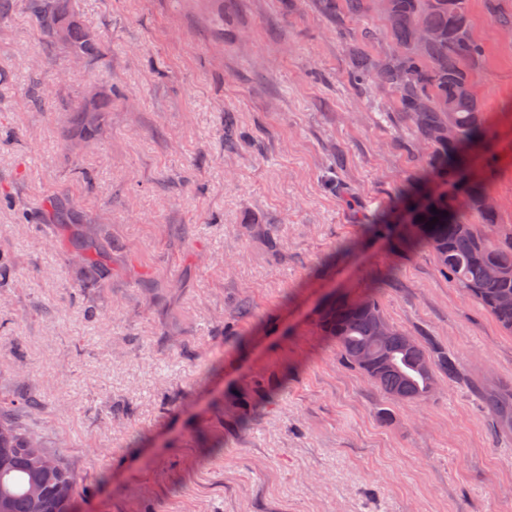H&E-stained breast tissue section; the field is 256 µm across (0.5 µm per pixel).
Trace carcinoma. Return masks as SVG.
Masks as SVG:
<instances>
[{
	"label": "carcinoma",
	"mask_w": 512,
	"mask_h": 512,
	"mask_svg": "<svg viewBox=\"0 0 512 512\" xmlns=\"http://www.w3.org/2000/svg\"><path fill=\"white\" fill-rule=\"evenodd\" d=\"M42 29L71 57H94L101 52L96 37L78 20L69 0H39ZM338 16L360 18L376 7L382 14L390 47L383 59L361 60L353 79L389 89L402 116L409 122L416 140L428 147L421 175L400 198L411 223L421 226L417 234L405 236L409 248L423 246L434 255L441 270L465 295L488 311L507 333H512V305L500 304L512 296V225L499 223L496 212L479 208L488 196L484 180L475 181L452 197L437 193L426 206L416 202L427 188L452 178L469 165L471 152L489 144L490 131L475 93L457 94L460 81L472 83L470 63L481 48L473 38L468 0H323ZM65 30L60 37L59 30ZM439 37L434 44L419 40L422 31ZM112 108V97L100 94L91 105L80 104L73 111V125L79 136L89 139L100 124L89 120L88 111L98 118ZM448 122L453 136L437 138V127ZM438 222L427 225L432 218ZM80 262L92 277L107 272L104 252L94 242L76 237ZM503 276L489 274V269ZM386 319L380 303L372 297L351 301L340 296L321 313L320 332L336 343L343 361L357 368L367 380L396 402H423L433 395L438 373L453 380L459 363L454 354L433 342L407 344L408 334L395 327L387 338L385 353L390 367L371 372L355 364V355L373 343L375 318ZM424 358L428 370L421 369ZM485 401L495 433L512 434V388H477ZM51 454L40 439L18 427L11 419V408L0 403V512H69V501L58 496V487L67 486L76 494L73 473Z\"/></svg>",
	"instance_id": "1"
}]
</instances>
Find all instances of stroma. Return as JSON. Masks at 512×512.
Masks as SVG:
<instances>
[{
	"instance_id": "1",
	"label": "stroma",
	"mask_w": 512,
	"mask_h": 512,
	"mask_svg": "<svg viewBox=\"0 0 512 512\" xmlns=\"http://www.w3.org/2000/svg\"><path fill=\"white\" fill-rule=\"evenodd\" d=\"M72 3L103 58H68L32 0L0 14V398L75 474L78 512H512V437L475 391L512 385V334L398 248L421 152L392 94L350 79L388 46L381 15ZM469 13L492 134L475 163L512 225V36L484 0ZM92 86L112 110L83 142ZM79 234L107 251L100 279ZM367 294L459 380L401 403L346 365L317 322ZM90 108L99 118L96 124L90 122L84 101L73 111V125L83 139L91 138L98 131L103 121V112H110L112 108V94L108 96L101 92L100 96L91 103Z\"/></svg>"
}]
</instances>
